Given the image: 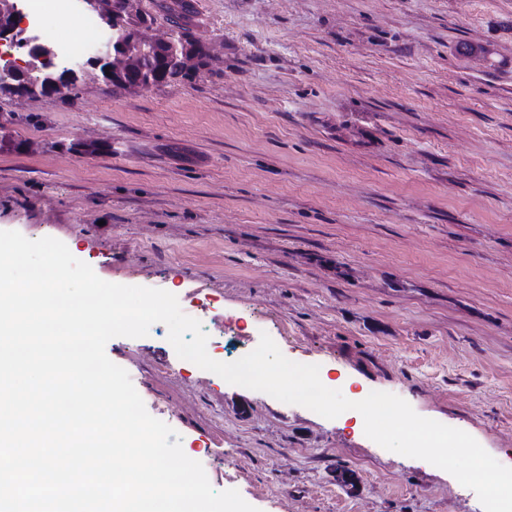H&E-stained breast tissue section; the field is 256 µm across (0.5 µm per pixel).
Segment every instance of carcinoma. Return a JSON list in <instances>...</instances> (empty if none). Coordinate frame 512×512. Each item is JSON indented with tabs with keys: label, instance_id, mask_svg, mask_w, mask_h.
Instances as JSON below:
<instances>
[{
	"label": "carcinoma",
	"instance_id": "cac0c4a2",
	"mask_svg": "<svg viewBox=\"0 0 512 512\" xmlns=\"http://www.w3.org/2000/svg\"><path fill=\"white\" fill-rule=\"evenodd\" d=\"M147 22L142 17L138 20L129 18L117 19L112 22V40L115 53L124 58V66L112 68V72L101 71L102 77L115 87L128 89L134 85L164 84L171 81L187 79L196 70L205 67L199 62L195 68L178 67L173 64V50L188 48L198 57H204V48L195 39L190 28L185 24H174L169 28L170 42L153 45L139 39L136 26ZM61 75V68L52 62H41L38 71L32 74V84L39 89H46L49 79Z\"/></svg>",
	"mask_w": 512,
	"mask_h": 512
}]
</instances>
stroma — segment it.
Segmentation results:
<instances>
[{"mask_svg":"<svg viewBox=\"0 0 512 512\" xmlns=\"http://www.w3.org/2000/svg\"><path fill=\"white\" fill-rule=\"evenodd\" d=\"M193 79L0 96V230L175 294L213 359L283 355L383 391L512 462V0H189ZM90 145L82 154L78 145ZM149 414L258 512H484L363 430L115 337ZM458 52L478 71L490 74L512 72V55L502 53L492 42L463 44Z\"/></svg>","mask_w":512,"mask_h":512,"instance_id":"stroma-1","label":"stroma"}]
</instances>
